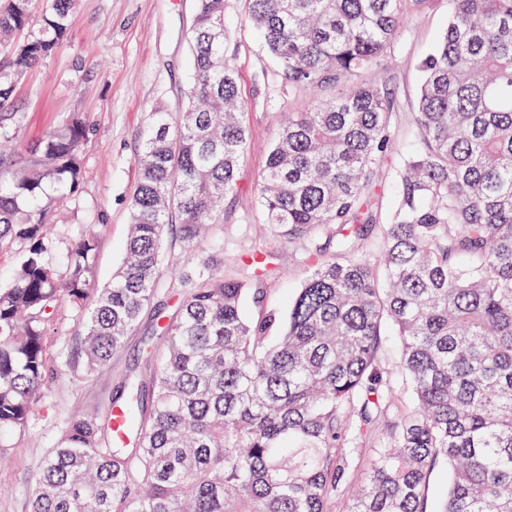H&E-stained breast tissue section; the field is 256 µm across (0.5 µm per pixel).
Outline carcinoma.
I'll return each instance as SVG.
<instances>
[{
	"label": "carcinoma",
	"instance_id": "obj_1",
	"mask_svg": "<svg viewBox=\"0 0 512 512\" xmlns=\"http://www.w3.org/2000/svg\"><path fill=\"white\" fill-rule=\"evenodd\" d=\"M428 0H248L283 79L314 99L272 143L256 196L308 276L280 320L271 252L224 251L174 273L183 300L121 382L125 431L73 414L43 462L30 512H326L345 469L374 444L348 512H512V0H451L419 63L394 203L373 233L391 149L384 85L347 80L391 52ZM0 0V250L21 260L0 287V461L44 390L47 332L68 302L83 373L109 362L153 302L167 230L193 246L221 215L247 147L224 62V0H198L179 119L152 112L121 265L92 279L96 239L52 261L46 188L74 196L89 125L69 114L33 148L9 112L16 80L65 45L74 0ZM24 38H18V34ZM394 370L384 374L390 338ZM386 437H377L382 420ZM447 483L430 505V478Z\"/></svg>",
	"mask_w": 512,
	"mask_h": 512
}]
</instances>
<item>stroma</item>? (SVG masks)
Returning a JSON list of instances; mask_svg holds the SVG:
<instances>
[{"label": "stroma", "mask_w": 512, "mask_h": 512, "mask_svg": "<svg viewBox=\"0 0 512 512\" xmlns=\"http://www.w3.org/2000/svg\"><path fill=\"white\" fill-rule=\"evenodd\" d=\"M196 4L197 0H76L63 49L30 69L15 86L11 109L23 115L25 145H35L69 113L84 115L90 126L82 151L80 189L76 196L55 204L54 222L66 244L84 225H96L98 284L111 279L123 257L130 202L139 181L136 158L149 115L160 105L178 113L184 100L188 36ZM449 10V0H429L422 12L410 14L391 54L374 66L395 101L390 125L394 150L384 161L383 180H391L406 148L409 114L421 81L418 63L439 38ZM224 11L227 59L238 76L247 112L248 146L240 162L238 186L225 195L224 212L207 239L187 248L178 230H171L152 307L108 364L91 376L65 370L61 362L65 354L78 358L76 338L81 330L78 313L62 303L47 344L45 382L52 407L39 414L0 463V512H29L35 479L68 414L95 415L111 408L122 379L144 372L145 348L156 341L163 320L177 309L179 295L171 285L174 270L211 256L218 242L229 251L273 252L278 273L268 287L282 313L289 295L308 274L296 247L265 224L254 193L269 147L303 94L282 82L248 20L247 0H224Z\"/></svg>", "instance_id": "1"}]
</instances>
